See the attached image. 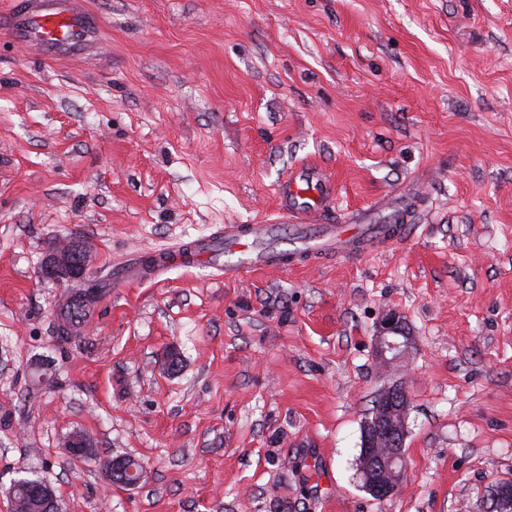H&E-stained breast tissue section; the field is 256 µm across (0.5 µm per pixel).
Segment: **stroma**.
Segmentation results:
<instances>
[{
  "label": "stroma",
  "instance_id": "1",
  "mask_svg": "<svg viewBox=\"0 0 512 512\" xmlns=\"http://www.w3.org/2000/svg\"><path fill=\"white\" fill-rule=\"evenodd\" d=\"M83 4L89 53L0 40V512L21 477L60 512H491L512 478V0ZM307 164L336 183L322 223L408 233L231 280L175 262L106 288L58 349L51 241H88L103 277L273 222ZM386 309L414 337L401 368L375 357ZM396 382L406 466L379 500L361 425ZM76 430L99 461L64 453ZM122 455L137 488L106 483Z\"/></svg>",
  "mask_w": 512,
  "mask_h": 512
}]
</instances>
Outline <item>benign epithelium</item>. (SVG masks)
Listing matches in <instances>:
<instances>
[{"instance_id":"benign-epithelium-1","label":"benign epithelium","mask_w":512,"mask_h":512,"mask_svg":"<svg viewBox=\"0 0 512 512\" xmlns=\"http://www.w3.org/2000/svg\"><path fill=\"white\" fill-rule=\"evenodd\" d=\"M90 246L77 237L59 238L41 263V274L53 280L78 281L90 264ZM414 339L405 318L396 310L383 311L377 325L375 354L380 363L393 365L404 360L413 348ZM409 397L400 383L385 387L377 395L372 416L362 424L363 464L361 475L364 488L374 497L384 499L398 489L404 467L405 416ZM89 436H68L63 444L70 457L82 460L88 452ZM109 484L136 487L142 480L141 469L115 458L105 465ZM43 498L45 508H57V496L52 486L42 483L32 490ZM493 510L512 512V481H499L492 489Z\"/></svg>"}]
</instances>
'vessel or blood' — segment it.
Segmentation results:
<instances>
[{
  "label": "vessel or blood",
  "mask_w": 512,
  "mask_h": 512,
  "mask_svg": "<svg viewBox=\"0 0 512 512\" xmlns=\"http://www.w3.org/2000/svg\"><path fill=\"white\" fill-rule=\"evenodd\" d=\"M93 28L76 0H15L0 18V36L34 45L43 57L58 59L76 55L91 39ZM335 192L334 184L310 169L300 181L282 189L284 207L295 220V240L314 258L340 256L352 259L404 234V226L393 224H321L317 218ZM280 227L276 224H228L224 247L191 248V256H204L223 263L225 278L237 277L246 269H275L288 266L289 250L279 248Z\"/></svg>",
  "instance_id": "vessel-or-blood-1"
}]
</instances>
